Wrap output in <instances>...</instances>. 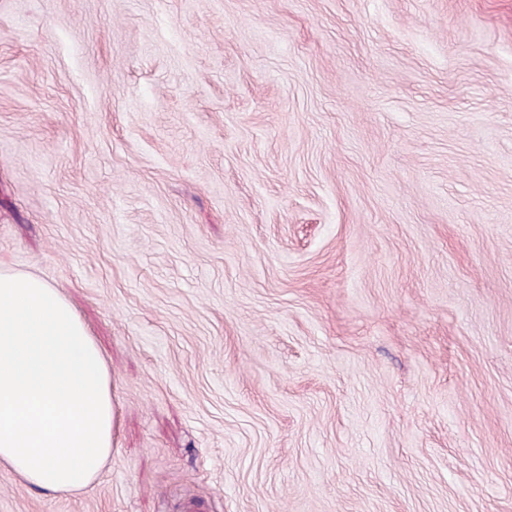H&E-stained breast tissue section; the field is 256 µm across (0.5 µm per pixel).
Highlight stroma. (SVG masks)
<instances>
[{"mask_svg": "<svg viewBox=\"0 0 512 512\" xmlns=\"http://www.w3.org/2000/svg\"><path fill=\"white\" fill-rule=\"evenodd\" d=\"M0 265L115 414L0 512H512V0H0Z\"/></svg>", "mask_w": 512, "mask_h": 512, "instance_id": "35a3bbf8", "label": "stroma"}]
</instances>
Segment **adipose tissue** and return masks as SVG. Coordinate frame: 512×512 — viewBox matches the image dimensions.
Here are the masks:
<instances>
[{
	"mask_svg": "<svg viewBox=\"0 0 512 512\" xmlns=\"http://www.w3.org/2000/svg\"><path fill=\"white\" fill-rule=\"evenodd\" d=\"M112 388L62 293L0 268V465L42 491L91 486L112 452Z\"/></svg>",
	"mask_w": 512,
	"mask_h": 512,
	"instance_id": "ef3b65f1",
	"label": "adipose tissue"
}]
</instances>
